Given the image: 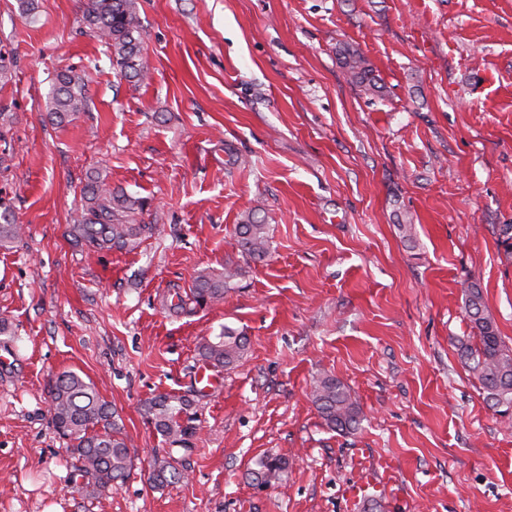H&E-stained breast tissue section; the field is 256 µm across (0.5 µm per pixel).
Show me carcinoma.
I'll list each match as a JSON object with an SVG mask.
<instances>
[{"instance_id":"obj_1","label":"carcinoma","mask_w":512,"mask_h":512,"mask_svg":"<svg viewBox=\"0 0 512 512\" xmlns=\"http://www.w3.org/2000/svg\"><path fill=\"white\" fill-rule=\"evenodd\" d=\"M85 21L111 49L113 68L128 78L142 80L147 76L149 67L143 54L142 24L135 0H87ZM343 67L353 82L364 85L371 81L356 51L345 50ZM88 105L85 89L71 72H58L49 101L52 121L63 124L86 111ZM82 194L83 208L68 228L75 246L94 252H131L152 234L154 225L138 224L135 219L147 201L113 188L98 174L90 176ZM22 234V225L15 223L9 203L0 197V247L19 243ZM234 235L239 249L249 258L262 259L268 254L270 237L266 224L248 219L235 225ZM237 275L233 268L200 270L193 276L189 290H169L166 306L174 313L190 306L205 308L224 299ZM465 313L475 333V343L462 344L461 355L487 401L500 415L507 416L512 413V349L486 315L482 291L475 285L467 288ZM246 344L244 336L226 327L215 339L203 341L199 354L205 363L223 369L242 358ZM310 396L328 427L343 433L358 429L360 407L349 389L336 378H316ZM49 397L53 424L69 440L78 462L73 480L75 491L100 496L128 477L134 463L120 416L111 403L100 397L93 383L76 372H64L51 385ZM192 405L193 400L186 396L159 394L144 402L143 414L165 443L189 453L193 451L190 439L196 434L190 414ZM284 470L282 458L264 455L256 461L252 476L263 484L279 477ZM152 475L158 482L185 479V473L167 458L154 463Z\"/></svg>"}]
</instances>
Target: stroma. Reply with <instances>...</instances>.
<instances>
[{
  "label": "stroma",
  "instance_id": "1",
  "mask_svg": "<svg viewBox=\"0 0 512 512\" xmlns=\"http://www.w3.org/2000/svg\"><path fill=\"white\" fill-rule=\"evenodd\" d=\"M35 2L0 0V196L25 229L0 248V512H512V418L458 351L473 283L512 347V0H136L143 81L113 70L85 0ZM347 46L378 92L347 76ZM65 69L90 109L56 126ZM96 173L147 200L137 250L68 241ZM250 217L270 236L257 262L234 240ZM208 267L239 271L223 301L169 312ZM226 327L247 349L198 391V348ZM66 371L136 457L99 497L72 490L51 421ZM321 375L356 399V433L320 417ZM159 394L192 395L198 433L188 481L154 487ZM266 454L287 470L260 486Z\"/></svg>",
  "mask_w": 512,
  "mask_h": 512
}]
</instances>
